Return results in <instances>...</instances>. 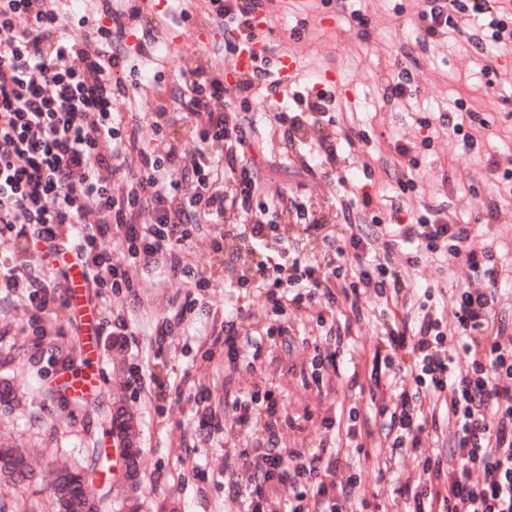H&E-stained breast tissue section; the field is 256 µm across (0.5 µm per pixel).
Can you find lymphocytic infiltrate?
<instances>
[{
  "mask_svg": "<svg viewBox=\"0 0 512 512\" xmlns=\"http://www.w3.org/2000/svg\"><path fill=\"white\" fill-rule=\"evenodd\" d=\"M209 2L224 24L225 52L235 54L242 41L258 37L256 13L263 0ZM462 9L485 23L484 32L474 34L475 43L487 36L498 43L512 41V11L506 7L491 12L484 0L466 5L461 0H424L418 36L422 47H429L450 25L451 11ZM106 14L108 24L78 40L70 34V14L53 0H0V233H9L19 244L17 253L0 258V292L26 293L32 324L40 323L55 299V288L68 287L71 264L82 266L86 286L130 295L138 286L133 269L160 266L185 278L192 292L156 329L157 336L173 335L194 310V292L209 285L188 265L189 247L205 227L223 223L229 210L238 221L223 224L224 232L213 238L212 247L223 255L225 278L237 292L234 312L224 317V349L230 358H238L243 347L260 352L264 340L274 337L290 344L283 321L289 308L336 302L329 282L337 268L301 262L280 231L282 215L321 233L327 250L348 256L351 280L343 293L349 304L357 303L363 283H398L387 257L371 254L362 238L350 234L349 224L328 229L326 217L290 197L259 200L245 158L248 126L239 111L214 112L210 102L230 91L246 107L276 93L281 83L267 58L259 59L251 80L229 87L197 71L179 93L180 111L126 116L115 111L114 103L125 94L121 74L129 66L127 22L137 13L116 0ZM21 16L30 21L23 30L16 27ZM147 119L159 143L141 149L138 171L123 173L125 148L135 126ZM180 131L198 142L196 155L179 154ZM175 164L182 168V180L170 185L162 173ZM119 175L125 188L116 195L112 182ZM90 206L99 211V223H83ZM144 210L153 213L152 223H138ZM20 211L28 221L19 226L15 215ZM471 226L424 217L388 232L390 250L412 236L432 252L447 243L451 257L465 258L487 280L484 290L460 294L457 334L460 352L470 357L467 369L459 368L457 354L441 350L442 323L429 312L417 326L387 328L385 351L375 357L376 367L390 370L398 351L412 347L419 353L410 369L416 394L404 396L399 409L376 410L393 447L418 446L424 424L419 389L443 396L458 423L447 458L423 461L425 471L446 475L447 484L441 491L431 484L416 490L415 512H512V341H506L507 327L493 314L502 271L492 254L468 250ZM258 294L265 296L273 317L242 330L251 298ZM477 329L486 334L480 344L468 340ZM259 403L268 412L267 432L272 436L282 419L272 390L243 391L231 401L243 426L250 424L252 408ZM331 468L326 449L287 451L271 439L248 464L247 512H265L267 490L275 482L296 488L288 512H342L341 498L361 476L353 474L349 486L339 488L330 479ZM475 471L482 474L477 483L471 479Z\"/></svg>",
  "mask_w": 512,
  "mask_h": 512,
  "instance_id": "1",
  "label": "lymphocytic infiltrate"
}]
</instances>
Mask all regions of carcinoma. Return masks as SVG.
Here are the masks:
<instances>
[{"label":"carcinoma","mask_w":512,"mask_h":512,"mask_svg":"<svg viewBox=\"0 0 512 512\" xmlns=\"http://www.w3.org/2000/svg\"><path fill=\"white\" fill-rule=\"evenodd\" d=\"M99 451L88 448L81 461L62 463L56 469L51 495L52 512H101L107 508L110 492L84 494L83 483L90 481L91 471L97 465ZM33 476L27 455L22 448L0 447V482L20 485Z\"/></svg>","instance_id":"1"}]
</instances>
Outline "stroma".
<instances>
[{
	"label": "stroma",
	"mask_w": 512,
	"mask_h": 512,
	"mask_svg": "<svg viewBox=\"0 0 512 512\" xmlns=\"http://www.w3.org/2000/svg\"><path fill=\"white\" fill-rule=\"evenodd\" d=\"M138 10L136 34L126 39L138 76L126 78L127 102L133 111L174 109L179 85L195 71L230 79L224 27L208 0H133ZM423 0H269L262 31L272 66L283 57L298 63L279 101L255 102L258 119L245 146L262 200L293 195L336 223V197L342 186L364 188L373 198L368 213H353V231L371 251L383 253L384 224H410L426 208L438 209L442 221L468 222L481 207L496 204L497 217L472 233L468 246L489 250L496 262L512 265V46L479 51L470 39L466 13L453 12L454 28L439 34L429 49L416 42ZM148 31V55L138 51L139 31ZM405 94L390 97L389 85ZM323 92L329 101L322 120L304 124L291 141L273 134L265 120L273 112H295L301 98ZM462 110L465 133L474 135V150L454 149L439 121L442 113ZM335 136L336 180L310 174L307 147ZM407 145L399 153L398 145ZM234 212L196 237L189 264L208 278L196 292V306L174 335L158 339L155 328L172 305L182 303V279L156 268L138 271L137 296L106 288L83 291L82 308L49 307L32 326L27 301L0 296V382L12 393L0 403V437L30 449L39 461L36 477L14 489L0 488L6 503L23 500L48 512L54 480L53 459L77 460L86 448L112 450L111 421L116 405L134 413L142 453L140 470L144 512H245L248 469L242 452L257 453L267 436L268 414L255 405L249 426H239L226 399L238 391H275L285 415L277 445L283 449L323 447L337 453L336 484L346 483L353 467L362 484L343 506L359 512L369 499L374 512H412L405 490H416L429 476L424 458L446 450L457 437L454 419L437 413V426L426 427L418 447L392 450L375 416L379 406H400L413 393L409 374L416 356L403 351L394 377H375L374 353L387 316L414 321L424 291L433 295L431 311L442 322L444 349H457L461 291H480L482 270L465 259L437 261L423 248L402 245L390 257L400 289L368 284L360 290V312L352 314L340 294L345 277L331 281L335 306L305 305L291 309L290 345L268 340L254 362L229 361L220 331L232 291L224 281V259L211 248L212 237L236 223ZM123 318L128 336L123 350L112 348V323ZM101 327L97 351L85 361L81 345L85 320ZM336 354L338 370L311 377L315 353ZM95 371V387L76 398L59 385L69 371ZM356 419H349V412ZM333 426H325V419ZM367 450L349 448L348 430Z\"/></svg>",
	"instance_id": "stroma-1"
}]
</instances>
